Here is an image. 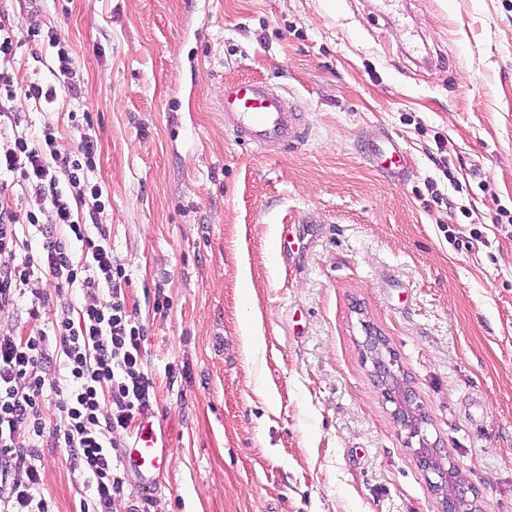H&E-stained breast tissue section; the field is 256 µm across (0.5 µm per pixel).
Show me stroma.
Wrapping results in <instances>:
<instances>
[{
	"label": "stroma",
	"mask_w": 512,
	"mask_h": 512,
	"mask_svg": "<svg viewBox=\"0 0 512 512\" xmlns=\"http://www.w3.org/2000/svg\"><path fill=\"white\" fill-rule=\"evenodd\" d=\"M43 0L77 98L24 109L78 138L88 111L99 220L142 327L151 412L171 436L147 512H438L363 347L383 336L428 423L477 490L512 512V0ZM254 78L307 114L269 155L224 130L225 82ZM408 153L393 181L364 155ZM46 298L29 335L79 292ZM256 321L264 342L242 339ZM54 512L82 488L40 451Z\"/></svg>",
	"instance_id": "obj_1"
}]
</instances>
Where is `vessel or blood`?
Wrapping results in <instances>:
<instances>
[{"label":"vessel or blood","instance_id":"obj_1","mask_svg":"<svg viewBox=\"0 0 512 512\" xmlns=\"http://www.w3.org/2000/svg\"><path fill=\"white\" fill-rule=\"evenodd\" d=\"M221 111L224 129L241 145L268 153L302 145L309 136L305 115L289 105L284 93L259 80L225 82ZM371 163L391 174L404 170V150L393 139H385L368 150ZM170 439L150 415H142L135 439L122 452L127 472L134 475L140 489H155L158 476L171 461Z\"/></svg>","mask_w":512,"mask_h":512}]
</instances>
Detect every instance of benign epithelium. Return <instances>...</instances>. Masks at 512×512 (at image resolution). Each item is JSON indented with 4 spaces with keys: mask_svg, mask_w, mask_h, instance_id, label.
I'll use <instances>...</instances> for the list:
<instances>
[{
    "mask_svg": "<svg viewBox=\"0 0 512 512\" xmlns=\"http://www.w3.org/2000/svg\"><path fill=\"white\" fill-rule=\"evenodd\" d=\"M387 344L381 336H368L365 341L366 351L373 366L374 375L382 392L388 391L390 376L394 374V365L379 357L378 352ZM401 387L393 398L395 408L393 416L404 429L408 428L407 414L419 411L412 392L405 379H400ZM419 465L428 473H435L438 467L443 468L449 476L436 477L430 481L432 491L440 504V512H477L476 500L478 492L463 478L461 470L451 453L435 443H427L426 449H415Z\"/></svg>",
    "mask_w": 512,
    "mask_h": 512,
    "instance_id": "obj_1",
    "label": "benign epithelium"
}]
</instances>
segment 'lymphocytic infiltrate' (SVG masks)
Listing matches in <instances>:
<instances>
[{
    "label": "lymphocytic infiltrate",
    "mask_w": 512,
    "mask_h": 512,
    "mask_svg": "<svg viewBox=\"0 0 512 512\" xmlns=\"http://www.w3.org/2000/svg\"><path fill=\"white\" fill-rule=\"evenodd\" d=\"M47 37L55 50L60 85L19 83L10 65L18 45ZM77 66L67 43L43 34L39 24L16 28L0 13V315L26 311L31 281L47 278L57 292L80 290L77 315L63 313L26 337L0 334V512H52L38 466L43 448L64 449L83 484L79 512H141L125 501L122 462L113 435L129 430L150 404L153 381L143 361V330L126 307L125 273L112 266V240L99 224L108 192L95 181L97 141L81 134L74 148L59 147L56 131L22 127L20 102L37 105L58 92L76 94ZM22 193L25 211L14 208ZM50 223H42V215ZM59 368L57 380L47 371ZM61 413L52 422L46 408ZM26 443H18L19 433ZM24 480H14L16 472Z\"/></svg>",
    "instance_id": "f902f5d3"
}]
</instances>
